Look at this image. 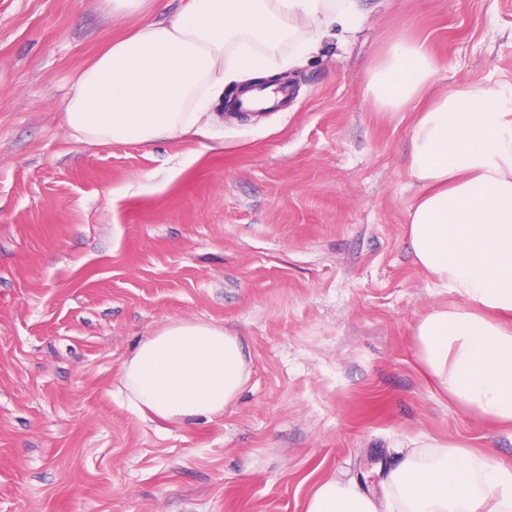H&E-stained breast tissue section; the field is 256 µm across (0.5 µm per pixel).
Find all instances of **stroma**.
<instances>
[{
  "label": "stroma",
  "mask_w": 512,
  "mask_h": 512,
  "mask_svg": "<svg viewBox=\"0 0 512 512\" xmlns=\"http://www.w3.org/2000/svg\"><path fill=\"white\" fill-rule=\"evenodd\" d=\"M290 74L295 99L194 140L76 144L73 74L138 22L106 0H0V512H305L318 482L377 486L428 437L512 467V431L423 376L413 326L443 296L411 258L413 110L369 61L425 42L434 91L512 88V0H364ZM177 319L241 336L251 374L192 425L133 413L119 371Z\"/></svg>",
  "instance_id": "1"
}]
</instances>
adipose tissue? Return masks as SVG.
Segmentation results:
<instances>
[{
    "label": "adipose tissue",
    "instance_id": "obj_1",
    "mask_svg": "<svg viewBox=\"0 0 512 512\" xmlns=\"http://www.w3.org/2000/svg\"><path fill=\"white\" fill-rule=\"evenodd\" d=\"M107 3L140 22L74 75L63 109L71 138L97 147L210 138L225 87L295 69L362 19L360 0ZM437 69L424 43L399 37L368 65V91L379 110L400 112L429 96ZM431 98L410 133L407 168L423 192L408 240L448 301L416 321V358L462 411L511 428L512 109L474 80ZM249 376L241 337L183 319L143 337L120 369L134 411L179 424L223 414ZM400 455L379 492L326 479L305 512H512V469L492 456L439 440Z\"/></svg>",
    "mask_w": 512,
    "mask_h": 512
}]
</instances>
